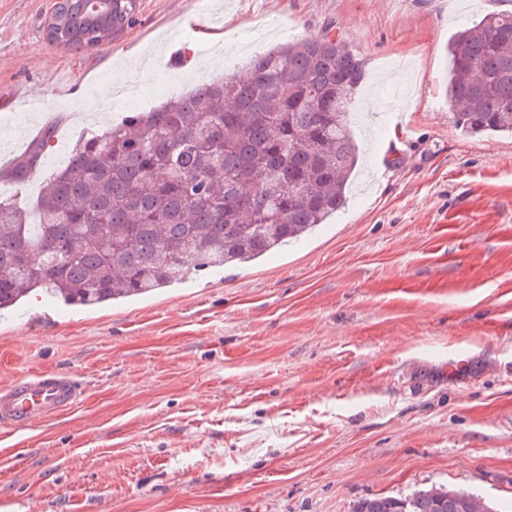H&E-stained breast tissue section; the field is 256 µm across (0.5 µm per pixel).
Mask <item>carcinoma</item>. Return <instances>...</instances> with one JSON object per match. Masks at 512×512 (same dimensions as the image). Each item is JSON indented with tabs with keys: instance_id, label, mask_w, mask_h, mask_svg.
Wrapping results in <instances>:
<instances>
[{
	"instance_id": "cac0c4a2",
	"label": "carcinoma",
	"mask_w": 512,
	"mask_h": 512,
	"mask_svg": "<svg viewBox=\"0 0 512 512\" xmlns=\"http://www.w3.org/2000/svg\"><path fill=\"white\" fill-rule=\"evenodd\" d=\"M65 0L63 47L91 45L105 24ZM136 0L112 18L135 21ZM328 23L257 54L230 75L135 112L78 140L26 209L0 202V310L36 288L93 307L197 273L254 261L324 224L346 203L359 147L348 90L365 63ZM448 110L466 134H512V12L490 14L448 42ZM47 128L5 172L19 185L52 147ZM354 512H499L466 489L375 496Z\"/></svg>"
}]
</instances>
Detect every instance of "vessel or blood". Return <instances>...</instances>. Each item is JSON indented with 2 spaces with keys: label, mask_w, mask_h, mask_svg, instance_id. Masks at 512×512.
I'll use <instances>...</instances> for the list:
<instances>
[{
  "label": "vessel or blood",
  "mask_w": 512,
  "mask_h": 512,
  "mask_svg": "<svg viewBox=\"0 0 512 512\" xmlns=\"http://www.w3.org/2000/svg\"><path fill=\"white\" fill-rule=\"evenodd\" d=\"M82 397L71 376L46 369L18 379L0 391V430L13 432L73 408Z\"/></svg>",
  "instance_id": "vessel-or-blood-1"
}]
</instances>
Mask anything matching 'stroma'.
Masks as SVG:
<instances>
[{"label": "stroma", "instance_id": "35a3bbf8", "mask_svg": "<svg viewBox=\"0 0 512 512\" xmlns=\"http://www.w3.org/2000/svg\"><path fill=\"white\" fill-rule=\"evenodd\" d=\"M54 0H0V157L60 122L0 201L34 210L79 137L247 72L326 22L366 63L346 207L244 266L94 309L35 293L0 313V389L41 368L83 388L0 435V512H353L433 486L512 503V136L448 111L450 36L512 0H137L93 50L50 44ZM466 370L448 375L449 359Z\"/></svg>", "mask_w": 512, "mask_h": 512}]
</instances>
